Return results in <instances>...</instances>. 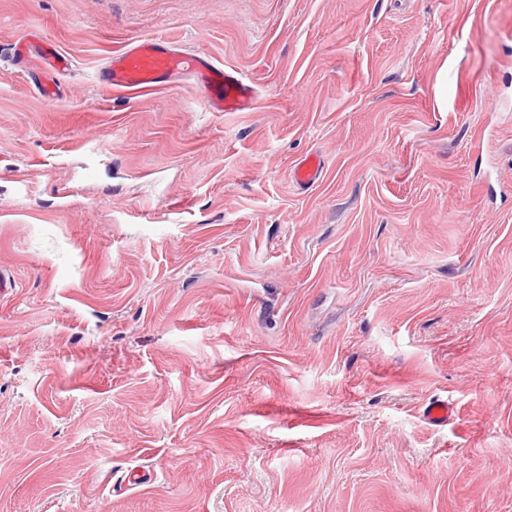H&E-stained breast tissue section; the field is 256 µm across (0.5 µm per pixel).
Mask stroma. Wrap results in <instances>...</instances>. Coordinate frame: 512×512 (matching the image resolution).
Listing matches in <instances>:
<instances>
[{"instance_id":"stroma-1","label":"stroma","mask_w":512,"mask_h":512,"mask_svg":"<svg viewBox=\"0 0 512 512\" xmlns=\"http://www.w3.org/2000/svg\"><path fill=\"white\" fill-rule=\"evenodd\" d=\"M1 267L0 512H512V0H0ZM183 77L192 78L204 90L212 112L256 109L255 89L237 68L162 38L126 43L107 58L98 72L99 81L106 88L131 95L170 90ZM34 47L39 49V57L47 70L60 72L72 66L71 60L53 44L41 41V44ZM324 160L317 154H311L298 160L291 168V180L303 188L315 186L321 179ZM454 407L447 399L434 398L429 401L423 410L426 422L435 427L447 425L448 418L452 415Z\"/></svg>"}]
</instances>
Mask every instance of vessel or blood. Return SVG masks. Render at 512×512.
<instances>
[{
  "label": "vessel or blood",
  "instance_id": "vessel-or-blood-1",
  "mask_svg": "<svg viewBox=\"0 0 512 512\" xmlns=\"http://www.w3.org/2000/svg\"><path fill=\"white\" fill-rule=\"evenodd\" d=\"M38 49L47 70L60 72L70 67V59L53 44L44 41ZM185 77L192 78L203 89L210 111L251 112L256 108L255 89L237 68L161 38L126 43L107 58L98 73L100 83L106 88L131 95L169 90ZM323 170L321 156L312 154L298 160L290 176L296 185L308 189L320 181ZM453 410L448 400L438 397L425 406L423 417L428 424L442 427L447 425Z\"/></svg>",
  "mask_w": 512,
  "mask_h": 512
}]
</instances>
